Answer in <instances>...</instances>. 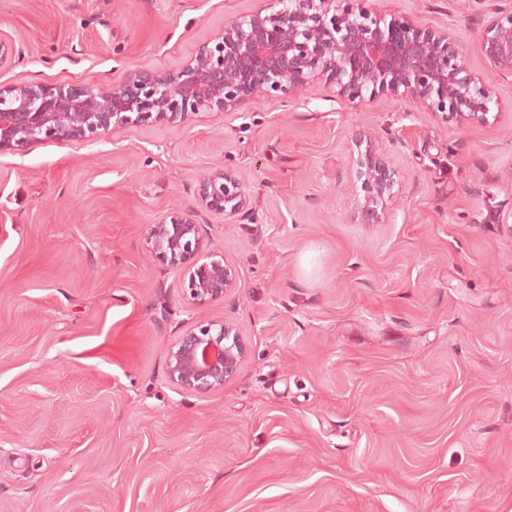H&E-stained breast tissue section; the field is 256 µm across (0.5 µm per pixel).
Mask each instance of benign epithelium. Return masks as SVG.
I'll list each match as a JSON object with an SVG mask.
<instances>
[{"label":"benign epithelium","mask_w":512,"mask_h":512,"mask_svg":"<svg viewBox=\"0 0 512 512\" xmlns=\"http://www.w3.org/2000/svg\"><path fill=\"white\" fill-rule=\"evenodd\" d=\"M253 13L234 17L178 68L130 70L114 87L89 84L0 88V150H22L44 140H92L118 126L184 120L201 112L221 114L253 97L296 100L317 80L336 87L354 107L382 98L463 123L491 112L489 86L467 73L454 31L384 13L365 0H262ZM479 40L491 70L512 77V3L492 0ZM364 148L366 178L359 201L367 224L381 223L393 198L398 171L374 139ZM198 197L226 218L247 209L239 173L217 168L200 177ZM156 259L182 265L192 301L222 299L237 282L233 266L217 253H203L199 225L180 211L151 226L147 239ZM246 356L237 326L213 319L189 330L171 346L167 376L176 387L200 394L218 391Z\"/></svg>","instance_id":"obj_1"}]
</instances>
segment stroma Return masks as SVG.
<instances>
[{
  "mask_svg": "<svg viewBox=\"0 0 512 512\" xmlns=\"http://www.w3.org/2000/svg\"><path fill=\"white\" fill-rule=\"evenodd\" d=\"M455 29L471 75L484 0H371ZM260 0H0V87L174 69ZM486 121L316 82L288 104L0 151V512H512V78ZM398 170L357 210L356 134ZM239 172L249 212L197 202ZM238 271L193 303L149 258L172 205ZM247 357L223 390L167 377L214 317Z\"/></svg>",
  "mask_w": 512,
  "mask_h": 512,
  "instance_id": "35a3bbf8",
  "label": "stroma"
}]
</instances>
